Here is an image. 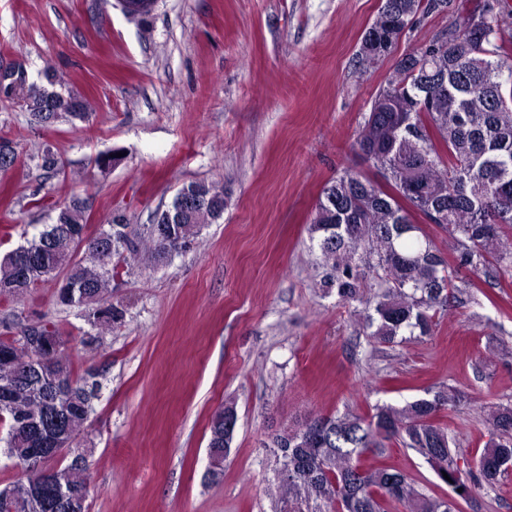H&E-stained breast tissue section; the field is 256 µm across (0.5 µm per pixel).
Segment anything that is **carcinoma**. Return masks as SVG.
<instances>
[{"mask_svg": "<svg viewBox=\"0 0 512 512\" xmlns=\"http://www.w3.org/2000/svg\"><path fill=\"white\" fill-rule=\"evenodd\" d=\"M365 31L380 35L396 27L407 0H384ZM486 28L469 30V20L453 21L462 41L448 48L434 42L396 63L363 116L355 144L383 182L349 169L336 173L322 189L308 225L320 252L324 293H336L342 305L363 306L362 328L377 343L391 344L403 333L434 334L435 318L448 307L467 304L469 285L455 284L453 272L466 270L489 284L512 278V63L497 35L512 26V6L499 0L485 9ZM482 50L469 46L472 34ZM19 75L7 100L22 103L37 118L84 120L88 103ZM51 150L38 166L58 175L63 165ZM206 202L165 225L130 224L122 213L87 235L88 198L72 194L55 204L51 224L27 244L0 258V297L22 298L51 279L56 303L83 307L98 341L123 321L110 301L112 282L122 265L141 253L153 265L194 245L202 229L224 216V187L205 182L182 186ZM448 232L453 263L418 221ZM43 341L17 346L16 336H0V435L3 453L21 464L38 444L75 442L101 392L98 373L74 374L69 340L55 324H41ZM460 391L442 386L401 407L383 405L363 416L310 414L297 427L276 434L268 448L276 467L268 489L271 512H457L480 491L495 489L512 472V406H495L486 423L490 439L474 453L456 446L437 415L461 402ZM237 419L227 402L210 421L207 477L224 475ZM418 453L451 494L429 495L405 473L384 464L366 465L369 453L382 457L385 443ZM41 471L0 487V512H45ZM91 476L85 460L74 459L53 475L58 512H89Z\"/></svg>", "mask_w": 512, "mask_h": 512, "instance_id": "cac0c4a2", "label": "carcinoma"}]
</instances>
